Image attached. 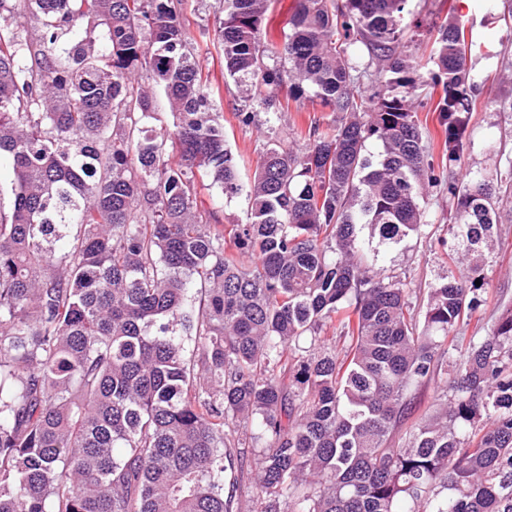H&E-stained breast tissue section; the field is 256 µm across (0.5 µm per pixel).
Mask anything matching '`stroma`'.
Wrapping results in <instances>:
<instances>
[{"instance_id": "obj_1", "label": "stroma", "mask_w": 512, "mask_h": 512, "mask_svg": "<svg viewBox=\"0 0 512 512\" xmlns=\"http://www.w3.org/2000/svg\"><path fill=\"white\" fill-rule=\"evenodd\" d=\"M456 2L466 21L474 25L475 35L494 51L505 54L504 62L491 59L476 65L475 80L478 100L468 128L473 147L466 157L465 169H491L495 163L512 158V112L506 104L512 103V0H411L412 27L406 29L400 49L417 62L423 72H431L434 35L432 22H439L448 11L449 2ZM224 6L219 0H182L181 17L186 36L194 46L203 73L215 94L216 106L224 119L228 144L241 161L242 177H249L256 165L264 140L254 127L243 125L235 116L246 94L224 75V57L215 37L219 17ZM277 97L283 110L275 126L287 145L305 147L306 133L312 120H331L318 103H298L288 98L287 89H279ZM417 113L425 128V144L433 163H440L444 150V128L435 110L436 98L431 86L419 87L414 95ZM426 221L440 237L441 242L428 246L425 242L407 239L402 249L389 253L381 266L385 273L406 278L411 287L427 289L429 285L448 274V245L452 234L448 226V191L434 189L429 196ZM493 290L473 314L465 335L480 332L488 335L496 316L497 300L512 302V207L504 208L494 228V244L486 250Z\"/></svg>"}]
</instances>
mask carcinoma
Returning a JSON list of instances; mask_svg holds the SVG:
<instances>
[{"label": "carcinoma", "mask_w": 512, "mask_h": 512, "mask_svg": "<svg viewBox=\"0 0 512 512\" xmlns=\"http://www.w3.org/2000/svg\"><path fill=\"white\" fill-rule=\"evenodd\" d=\"M180 2L0 0V512H238L241 430L262 512H512V305L460 335L512 160L453 177L472 57L493 54L452 4L433 26L462 272L417 303L378 268L429 238L438 186L399 51L410 0H292L277 57L268 0H224V71L266 133L285 83L336 113L301 152L267 144L246 182ZM199 173L247 223L199 201Z\"/></svg>", "instance_id": "obj_1"}]
</instances>
